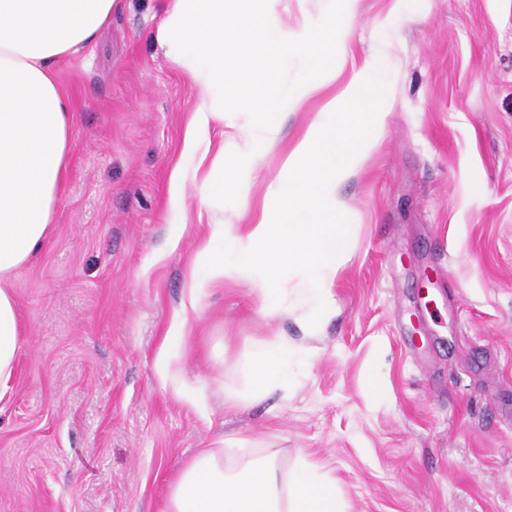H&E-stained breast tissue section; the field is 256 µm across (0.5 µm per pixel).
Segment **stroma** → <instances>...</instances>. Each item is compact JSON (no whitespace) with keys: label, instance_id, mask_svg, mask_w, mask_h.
Masks as SVG:
<instances>
[{"label":"stroma","instance_id":"1","mask_svg":"<svg viewBox=\"0 0 512 512\" xmlns=\"http://www.w3.org/2000/svg\"><path fill=\"white\" fill-rule=\"evenodd\" d=\"M167 4L121 0L57 64L71 152L52 233L7 283L22 336L0 394V512H163L221 436L285 470L305 457L346 512H512V0H272L294 30L337 15L349 49L206 215L183 149L190 84L156 41ZM354 83L385 125L340 185L354 233L308 338L198 252L212 220L249 221ZM248 134L228 104L210 137L232 156ZM275 336L308 365L289 391L235 400L247 353Z\"/></svg>","mask_w":512,"mask_h":512}]
</instances>
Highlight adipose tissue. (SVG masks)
<instances>
[{
    "label": "adipose tissue",
    "mask_w": 512,
    "mask_h": 512,
    "mask_svg": "<svg viewBox=\"0 0 512 512\" xmlns=\"http://www.w3.org/2000/svg\"><path fill=\"white\" fill-rule=\"evenodd\" d=\"M119 2L0 0V384L12 375L21 336L4 282L50 236L68 161L74 107L56 63L89 45ZM157 42L192 88L185 153H197L210 125L223 122L228 100L268 135L262 142L245 138L243 151L230 160L223 149L214 151L205 179L218 196L238 194L235 170L270 150L280 110L276 75L289 55L309 58L303 78L308 96L320 90L330 65L347 51L336 18L290 32L266 0H169ZM347 97L346 111L321 113L315 133L285 158V176L259 217L240 233L215 223L200 249L215 277L258 276L267 297L284 296L290 275L310 282V289L298 291L307 300L300 321L310 336L332 311L320 285L345 263V244L354 231L341 221L339 183L377 142L385 119L356 89ZM291 354L286 339L256 342L237 399L288 389L294 380ZM234 445L229 439L193 458L170 483L164 512H344L335 482L305 459L285 471L275 455L240 454Z\"/></svg>",
    "instance_id": "obj_1"
}]
</instances>
